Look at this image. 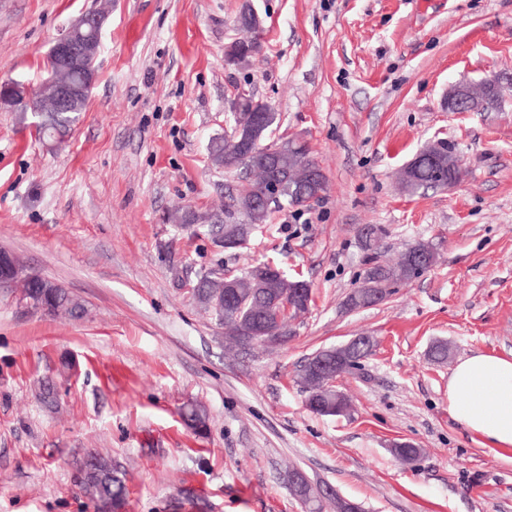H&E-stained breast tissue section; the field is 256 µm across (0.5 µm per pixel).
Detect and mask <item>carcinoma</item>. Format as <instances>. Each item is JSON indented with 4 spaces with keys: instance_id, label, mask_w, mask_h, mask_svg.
<instances>
[{
    "instance_id": "carcinoma-1",
    "label": "carcinoma",
    "mask_w": 512,
    "mask_h": 512,
    "mask_svg": "<svg viewBox=\"0 0 512 512\" xmlns=\"http://www.w3.org/2000/svg\"><path fill=\"white\" fill-rule=\"evenodd\" d=\"M238 29L250 34V37L239 40L247 47L249 55L244 65H250L260 55L262 44L260 35L253 29V23L248 4H243L236 20ZM500 97L499 88L488 85L482 94L472 99V108L488 112L495 109ZM87 99H80L73 105L70 112H52L43 107L39 124L36 126L38 139L45 142H63L72 127L76 125L85 110ZM279 123V115L271 110L268 103L251 95L242 98L240 108L228 115V130L231 133L240 132V137L263 140L270 139L274 125ZM281 145L279 165L282 175L280 200L266 202L262 197V187L266 180V172L262 167H254L247 174L254 180L229 186L224 192V223L211 224L209 217L200 214L195 217L198 226L205 227L208 232L217 237L220 235L234 236L240 239H250L260 226L268 223L272 208L297 207L307 208L310 199L320 190L328 192V181L317 183L318 189L309 190L304 187L302 175L304 161L309 155L307 145L291 138L279 139ZM436 157L438 161L425 159L416 169L413 182L406 190L413 193L420 189L445 188L448 180L460 182L461 166L448 169V153L451 149L444 142L437 143ZM209 155L212 163L223 168L227 165L226 156L236 150V145L214 137L209 143ZM425 253L426 269H431L436 263L437 249L429 241H416L410 244L399 257L390 263H373L366 268L364 277H370L375 272L387 287L394 289L410 279L408 273V258L412 251ZM288 275L280 276L271 271L269 263L250 265L240 275L224 278L218 270L209 269L202 273L191 288L194 301L209 312L217 324L224 328V339L230 348L242 349L252 345L251 331L258 325L265 328L271 335L278 338V343H284L291 338L289 322L307 312L293 301L288 304H277L272 296L282 295L288 289ZM236 285L237 294L231 300H224V283ZM28 291L33 294H44L50 305V315L67 314L78 319L85 314V307L80 300L62 285L40 275L26 284ZM374 341L370 336L360 337V345L351 349H332V352H320L328 368L334 375L339 376L361 364L373 352ZM297 382L305 393L306 407L320 416H344L350 413V403L346 396L336 399V390L328 381L305 363L297 373ZM186 424L193 429L206 427V415L197 407H191L183 412ZM77 483L81 492L94 505L95 512H119L126 504L128 488L126 475L112 472L111 461L101 454H90L79 468ZM293 494L302 502L311 501L315 512H321L322 499L314 495L312 488L306 484L291 485Z\"/></svg>"
}]
</instances>
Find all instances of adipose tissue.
Masks as SVG:
<instances>
[{
    "label": "adipose tissue",
    "mask_w": 512,
    "mask_h": 512,
    "mask_svg": "<svg viewBox=\"0 0 512 512\" xmlns=\"http://www.w3.org/2000/svg\"><path fill=\"white\" fill-rule=\"evenodd\" d=\"M448 410L469 433L497 448L512 447V359L476 353L448 377Z\"/></svg>",
    "instance_id": "obj_1"
}]
</instances>
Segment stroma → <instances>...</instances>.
Returning <instances> with one entry per match:
<instances>
[{"mask_svg":"<svg viewBox=\"0 0 512 512\" xmlns=\"http://www.w3.org/2000/svg\"><path fill=\"white\" fill-rule=\"evenodd\" d=\"M264 49L226 65L244 0H112L86 110L46 148L31 110L0 108V248L68 288L71 321L0 289V512H94L76 486L90 452L127 474L125 512H306L298 470L366 512H512V450L484 445L448 411V377L475 353L512 357V0H251ZM98 0H0V80L32 88L67 24ZM498 78L500 106L452 112L461 81ZM247 91L303 137L330 191L273 213L237 254L166 221L221 207L230 181L207 145ZM464 177L399 189L428 143ZM387 230L379 262L432 242L437 264L382 304L349 311L365 271L358 231ZM276 264L312 289L282 345L224 348L191 284L216 263ZM361 334L377 347L337 377L351 415L310 412L294 375ZM439 340L449 363L428 357ZM52 378L56 405L38 399ZM199 405L202 432L180 413ZM419 458L402 463L393 443Z\"/></svg>","mask_w":512,"mask_h":512,"instance_id":"obj_1","label":"stroma"}]
</instances>
